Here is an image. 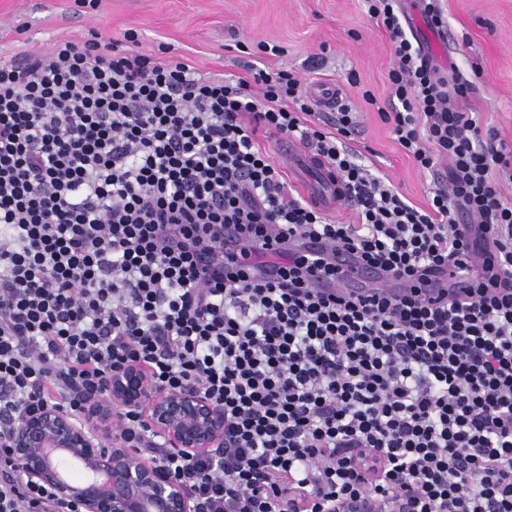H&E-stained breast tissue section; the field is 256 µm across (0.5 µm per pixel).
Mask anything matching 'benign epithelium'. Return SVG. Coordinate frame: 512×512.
Masks as SVG:
<instances>
[{
  "mask_svg": "<svg viewBox=\"0 0 512 512\" xmlns=\"http://www.w3.org/2000/svg\"><path fill=\"white\" fill-rule=\"evenodd\" d=\"M142 413L165 455L213 454L224 448V410L197 387L158 390L143 368L116 370L71 411L46 403L24 412L6 444L7 476L48 486L79 512H199L189 484L131 445L123 419ZM77 462L80 482L65 475Z\"/></svg>",
  "mask_w": 512,
  "mask_h": 512,
  "instance_id": "1",
  "label": "benign epithelium"
}]
</instances>
